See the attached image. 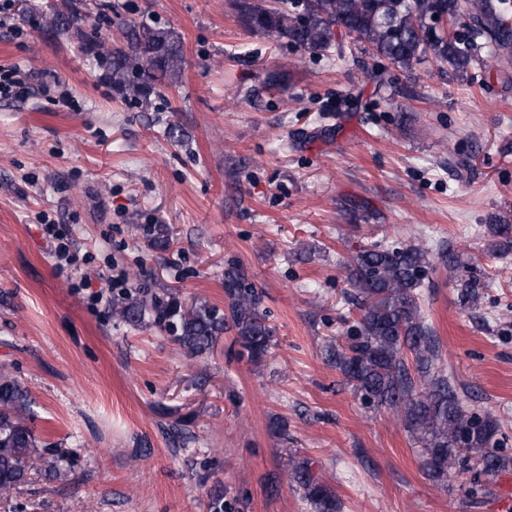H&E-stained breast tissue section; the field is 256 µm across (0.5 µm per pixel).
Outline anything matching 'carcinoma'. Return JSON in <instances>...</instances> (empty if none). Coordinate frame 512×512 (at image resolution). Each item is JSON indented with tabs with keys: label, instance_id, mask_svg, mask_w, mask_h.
<instances>
[{
	"label": "carcinoma",
	"instance_id": "carcinoma-1",
	"mask_svg": "<svg viewBox=\"0 0 512 512\" xmlns=\"http://www.w3.org/2000/svg\"><path fill=\"white\" fill-rule=\"evenodd\" d=\"M269 0H236L244 28L271 35L312 56L344 53L345 41L364 46L379 64L406 70L426 57L448 64L457 75L493 59L512 74V0H289L277 9ZM90 19L51 10L46 30ZM109 50L112 86L135 98L172 86L184 71L181 36L165 27H129ZM354 291L347 301L358 311L355 326L333 354L336 369L370 405L390 410L411 435L427 476L445 485L450 474L475 471L493 477L512 469V456L500 451V424L463 404L455 382L443 368L440 342L420 305V288L430 265L414 245H360L351 256ZM458 298L478 304L484 283L456 262ZM230 318L216 306L182 308L173 296L146 288L112 297V316L128 324L146 321L169 333L194 355L213 350L227 327L249 361L262 362L274 345V328L262 308L263 294L243 266L224 270ZM31 401L8 374L0 372V496L10 494L33 472L64 478L72 460L49 448L29 425ZM291 478L313 512H340L336 494L309 461H292ZM207 512H225L224 488L207 494Z\"/></svg>",
	"mask_w": 512,
	"mask_h": 512
}]
</instances>
